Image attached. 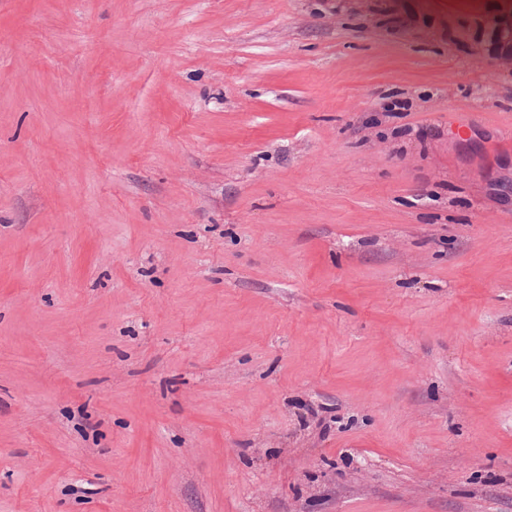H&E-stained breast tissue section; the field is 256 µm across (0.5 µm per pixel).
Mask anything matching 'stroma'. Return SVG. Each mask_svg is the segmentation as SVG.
Instances as JSON below:
<instances>
[{
	"label": "stroma",
	"instance_id": "35a3bbf8",
	"mask_svg": "<svg viewBox=\"0 0 512 512\" xmlns=\"http://www.w3.org/2000/svg\"><path fill=\"white\" fill-rule=\"evenodd\" d=\"M512 0H0V512H512Z\"/></svg>",
	"mask_w": 512,
	"mask_h": 512
}]
</instances>
